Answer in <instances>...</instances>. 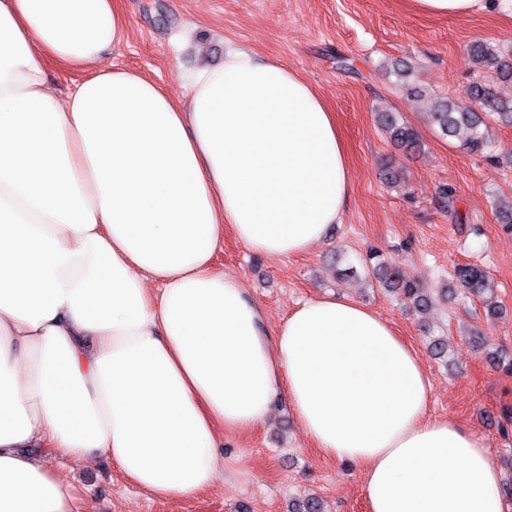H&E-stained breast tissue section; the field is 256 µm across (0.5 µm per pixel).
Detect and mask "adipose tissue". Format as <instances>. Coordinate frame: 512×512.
<instances>
[{"instance_id":"obj_1","label":"adipose tissue","mask_w":512,"mask_h":512,"mask_svg":"<svg viewBox=\"0 0 512 512\" xmlns=\"http://www.w3.org/2000/svg\"><path fill=\"white\" fill-rule=\"evenodd\" d=\"M125 28L120 0H0V512H79L54 463L96 455L190 497L224 474L221 433L283 397L324 456L360 468L370 512H505L487 438L430 416L389 322L335 296L269 325L216 261L228 234L290 258L340 223L352 183L328 103L234 44L174 99L104 65ZM51 61L98 70L60 96Z\"/></svg>"}]
</instances>
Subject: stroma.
<instances>
[{
    "label": "stroma",
    "mask_w": 512,
    "mask_h": 512,
    "mask_svg": "<svg viewBox=\"0 0 512 512\" xmlns=\"http://www.w3.org/2000/svg\"><path fill=\"white\" fill-rule=\"evenodd\" d=\"M122 9L127 35L105 64L144 72L174 97L185 95L180 72L220 62L231 41L278 58L331 106L352 182L341 223L290 259L253 253L228 235L218 262L245 281L271 324L324 295L346 296L387 320L424 362L432 414L487 437L512 504V374L473 341L482 334L512 355V229L495 212L512 192V127L493 130L490 156L475 155L429 126L424 100L428 93L467 99L475 76L468 45L486 40L512 51V16L424 15L407 0H122ZM397 59L416 63L412 83L421 99L398 85L390 69ZM380 109L415 128L421 152L400 153L376 121ZM393 158L404 167L401 189L382 179L383 163ZM372 249L435 290L449 284L454 266L480 265L503 312L488 319L475 298L439 304L432 321L450 339L448 359H432L418 318L396 295L360 284ZM57 470L88 512H292L308 494L325 512H368L360 469L322 455L284 398L263 424L225 433L223 478L189 499L139 491L104 457Z\"/></svg>",
    "instance_id": "35a3bbf8"
}]
</instances>
